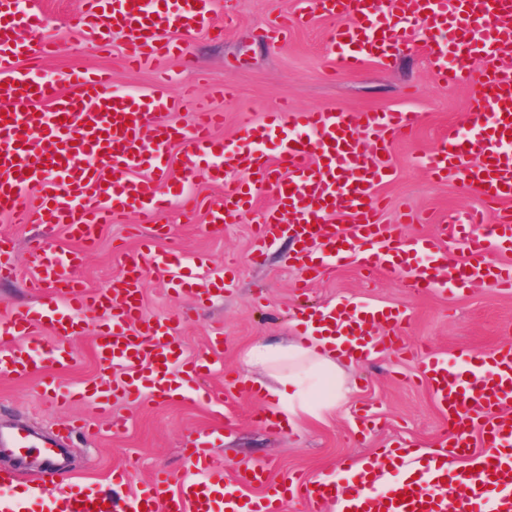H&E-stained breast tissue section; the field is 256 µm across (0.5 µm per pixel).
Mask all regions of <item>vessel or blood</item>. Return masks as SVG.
<instances>
[{"label":"vessel or blood","instance_id":"vessel-or-blood-1","mask_svg":"<svg viewBox=\"0 0 512 512\" xmlns=\"http://www.w3.org/2000/svg\"><path fill=\"white\" fill-rule=\"evenodd\" d=\"M319 2L297 0L292 17L276 24L275 36L286 35L291 23H307ZM329 12L336 24L328 45L350 70L413 50L422 30L433 38L430 50L440 81L476 80L468 132L449 127L422 164L435 175L451 172L478 190L494 206V220H486L480 210L456 211L445 217L438 237L407 240L397 227L379 223L378 187L393 175L385 158L393 137L416 127L418 113L284 109L247 124L242 137L223 142L214 135L224 123L223 113L204 108L191 125L170 124L164 116L175 101L159 89L119 90L111 71L45 76L39 62L51 54L52 42L20 40L15 26L1 21L0 83L10 104L0 109V212L22 224L63 226L71 239L93 245L100 225L126 206H137L148 221L164 210L155 181L168 174L169 147L176 142L184 147L183 181L197 177L198 161L205 156L215 160L210 178L224 172L248 175L247 181L225 184L223 199L208 210L211 223L238 222L255 194L277 197L278 208L257 229L254 251L262 253L278 234L293 233L303 259L296 288L321 275L323 265L342 261L385 274L417 293L442 291L464 280L512 289V266L489 260L503 243H512V68L489 63L512 51V0H329ZM212 13L213 0H84L83 10L69 23L102 49L111 46L113 35H121L128 64L148 68L160 56L182 51L188 36L210 27ZM442 31L451 36L452 53H444L436 41ZM63 82L71 94L60 92ZM276 131L282 138L272 161L261 145ZM369 138L375 150L365 149ZM34 142L39 145L35 152L30 149ZM145 162L152 177L131 178V170ZM337 216L346 218L347 226L334 225ZM29 250L37 267L33 287L51 289L52 295L40 307L0 316L1 377L35 372L31 342L36 326L48 327L57 339L51 350L54 364L70 365L69 343L84 333L86 311L104 318L95 354L102 363L126 366L125 376L113 380L111 389L129 400L141 396L140 366L153 368L152 394L160 400L186 396L187 383L208 369L202 357L178 362L172 321H151L142 314V279L156 266L192 286L199 301L211 300V282L201 278L195 260L183 251L146 249L131 258L119 287L90 292L75 276L79 251L54 252L38 238ZM421 255L426 263H418ZM311 311L344 338L346 355L361 360L394 349V338L378 335L376 327L405 318L370 304L300 309L304 315ZM176 363L183 374L178 386L169 373ZM422 377L453 431L450 445L462 462L454 484H441L445 462L436 454L426 461L422 477L384 485L376 479L377 465L364 460L358 464L361 477L344 485L330 479L276 481L266 465L245 463L234 468L228 486L227 477L211 465L209 449L199 445L190 452L195 479L178 482L159 470L130 496L124 491L132 473L127 465L113 470L111 489L62 494L54 512H244L248 507L283 512L290 498L304 512H320L327 502L339 512H481L486 502L490 512H512V346L431 356ZM59 445V439L22 424L0 428L1 448ZM252 487L262 491L255 502L243 495Z\"/></svg>","mask_w":512,"mask_h":512}]
</instances>
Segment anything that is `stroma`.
<instances>
[{
  "instance_id": "obj_1",
  "label": "stroma",
  "mask_w": 512,
  "mask_h": 512,
  "mask_svg": "<svg viewBox=\"0 0 512 512\" xmlns=\"http://www.w3.org/2000/svg\"><path fill=\"white\" fill-rule=\"evenodd\" d=\"M82 0H25L29 12L39 14L45 25L36 31L21 27L28 40L45 35L58 45L57 55L44 66L55 76L73 70L111 69L116 84L123 89L149 91L160 85L161 75L172 78L164 85L171 95L191 90L207 95L211 87L231 81L227 97L216 99L224 113L221 138L241 136L245 123L264 120L277 112L281 103L295 109H336L418 112L415 130L396 138L388 162L393 177L380 187L383 208L380 223L400 225L404 236L419 233L439 235L440 222L449 211L478 207L479 192L454 175L430 178L416 163L417 156L435 149L448 126L468 128L470 85L443 87L435 78L427 56L425 39H418L412 53L389 63H369L357 72L341 69L327 45L331 19L313 14L310 22L290 28L285 40L268 37L274 21L294 8V0H215V21L225 22L222 34L198 31L187 44V58L169 56L156 69L131 72L123 69L124 40L114 36L112 48L100 50L73 33L68 20ZM224 184L200 172L190 188L203 203L201 210L186 213L171 208L159 216L164 232L144 223L133 209L101 225L98 244L87 255L77 276L90 290L107 288L124 270L139 249L140 240L150 237L156 250L170 244L198 255L206 274L215 284H223L225 271H232L234 285L223 296L207 303L193 294L177 291L168 275L150 272L144 279L142 309L151 319L182 313L177 326L179 343L186 356L216 353V368L197 381L196 392L187 399L153 401L149 393L139 400L124 396H103L99 386L111 382L112 369L101 364L94 350V336L102 322L96 314L86 318L84 335L70 343L74 360L64 370L49 358L54 337L49 330L39 333L38 372L26 378H0V426L20 420L41 434L63 433L68 420L80 419L95 433L74 434L65 442L66 466L73 485L107 486L114 468L125 461L137 469L129 492L156 468H164L180 479L190 476L193 467L186 448L207 442L213 462L224 472L240 463L269 465L273 478L285 476L321 477L337 473L345 461L376 457L382 449L409 445L415 456L425 458L439 448L446 426L444 416L418 372V364L429 351L450 355L464 349L484 353L512 346V292L490 283H477L447 294L411 293L396 280L367 275L358 266L338 265L314 280L308 290L315 303L354 302L375 304L406 312L397 334L406 353L387 352L362 362L345 365L343 380L353 385L347 401L338 403L323 420L299 419L294 428L272 431L255 422L267 402L247 383L241 382L242 359L260 341L280 342L297 333L299 320L291 312L294 299L291 285L295 242L283 233L270 240L264 255L252 259V232L263 215L277 206L275 198L256 195L248 212L235 224L210 223L204 210L218 200ZM430 216L427 224H403L408 210ZM44 236L50 248L77 249L62 227L18 224L0 214V236L12 249L15 270L0 277V313L17 312L40 305L42 296L29 288L35 266L27 253L29 240ZM222 330L223 345L212 349L215 330ZM239 378L238 386L225 385V373ZM55 374L73 389L95 387L93 395L69 405L55 404L41 385V376ZM126 419L127 429L112 436L102 418V407ZM48 461L0 453V474L14 477V489L24 492L38 487L29 501V512H51L56 487L41 484Z\"/></svg>"
}]
</instances>
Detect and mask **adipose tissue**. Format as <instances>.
<instances>
[{
	"label": "adipose tissue",
	"mask_w": 512,
	"mask_h": 512,
	"mask_svg": "<svg viewBox=\"0 0 512 512\" xmlns=\"http://www.w3.org/2000/svg\"><path fill=\"white\" fill-rule=\"evenodd\" d=\"M335 336L305 326L299 336L279 342H259L246 352L244 372L260 369L267 377L256 388L270 402L281 425L295 424L300 415L322 419L325 412L346 399L349 387L336 383L344 360Z\"/></svg>",
	"instance_id": "ef3b65f1"
}]
</instances>
